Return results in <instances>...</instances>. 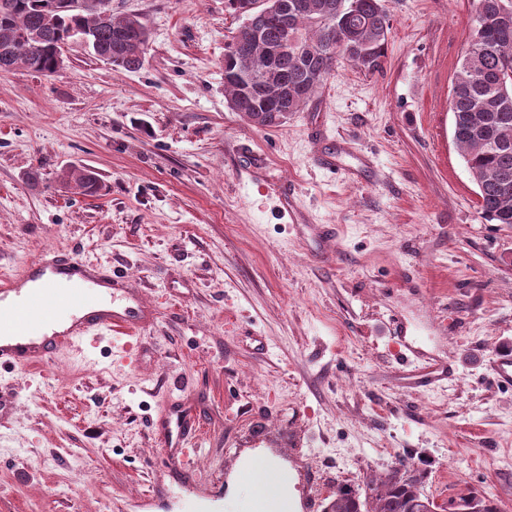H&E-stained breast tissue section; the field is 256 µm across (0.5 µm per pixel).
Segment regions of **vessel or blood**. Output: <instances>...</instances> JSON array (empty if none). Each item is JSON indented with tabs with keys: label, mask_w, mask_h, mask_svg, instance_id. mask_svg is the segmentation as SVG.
Returning <instances> with one entry per match:
<instances>
[{
	"label": "vessel or blood",
	"mask_w": 512,
	"mask_h": 512,
	"mask_svg": "<svg viewBox=\"0 0 512 512\" xmlns=\"http://www.w3.org/2000/svg\"><path fill=\"white\" fill-rule=\"evenodd\" d=\"M21 294V301L0 308V330L11 331L0 340V366L25 370L50 362L61 350L78 346L88 335L117 333L138 336L150 325L142 302L125 286L122 277L104 265L49 251L26 263L16 276L0 280V300ZM78 310L67 329L48 332L61 305ZM172 468L188 471L190 428L188 416L177 420Z\"/></svg>",
	"instance_id": "obj_1"
}]
</instances>
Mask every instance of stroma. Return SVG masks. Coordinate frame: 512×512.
I'll return each mask as SVG.
<instances>
[{
  "mask_svg": "<svg viewBox=\"0 0 512 512\" xmlns=\"http://www.w3.org/2000/svg\"><path fill=\"white\" fill-rule=\"evenodd\" d=\"M383 3V71L340 64L276 128L225 96L244 23L226 0H112L147 31L135 72L73 43L55 75H0V274L73 252L158 311L131 349L0 367V512H124L162 481L222 512L254 448L303 466L281 478L310 512L401 460L438 503L512 512V385L491 371L512 347V226L480 213L448 110L474 0ZM71 166L95 193L62 185ZM430 359L453 378L407 386ZM176 407L196 419L189 473L163 468ZM63 181L82 194H92L96 188L97 177L90 168L72 166L63 173ZM473 501H477L474 505H472ZM454 507H448V511L455 512H498L496 505L490 499L477 495L474 493H469L468 495L460 496L458 501H454L451 503ZM476 506L482 507L483 511H468L471 508Z\"/></svg>",
  "mask_w": 512,
  "mask_h": 512,
  "instance_id": "1",
  "label": "stroma"
}]
</instances>
